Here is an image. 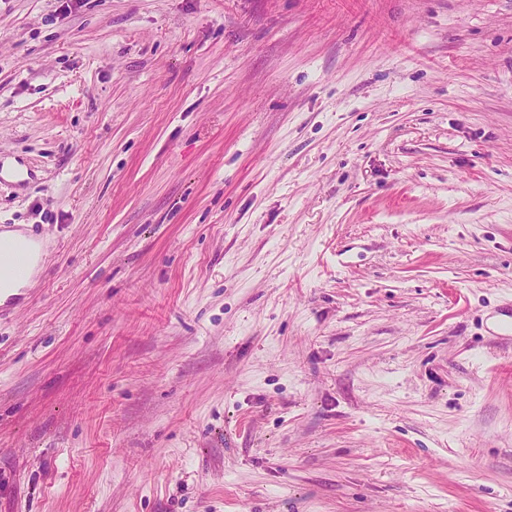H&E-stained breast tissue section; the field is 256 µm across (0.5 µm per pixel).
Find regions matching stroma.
<instances>
[{
	"label": "stroma",
	"mask_w": 512,
	"mask_h": 512,
	"mask_svg": "<svg viewBox=\"0 0 512 512\" xmlns=\"http://www.w3.org/2000/svg\"><path fill=\"white\" fill-rule=\"evenodd\" d=\"M0 512H512V0H0ZM0 236L7 242L15 243L26 248L30 251L32 256L28 274L25 277L19 279L2 280L0 301L2 300V302H4L9 297L18 295L21 290L30 284L31 276L34 273L40 259L42 246L23 234L21 231H3ZM2 239H0V272L2 274H22L29 262L27 253L24 250L18 248H13L6 252L5 250L7 249V246L4 245Z\"/></svg>",
	"instance_id": "obj_1"
}]
</instances>
